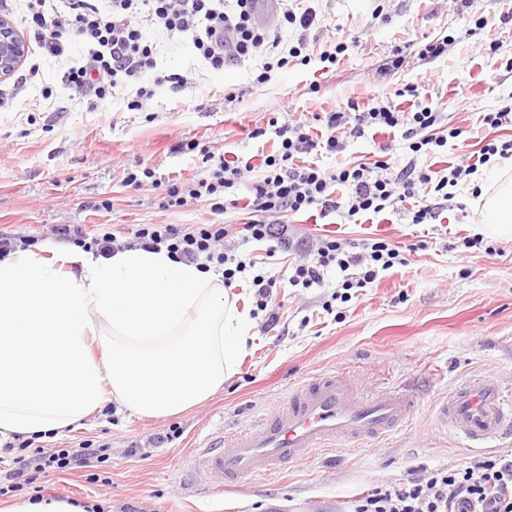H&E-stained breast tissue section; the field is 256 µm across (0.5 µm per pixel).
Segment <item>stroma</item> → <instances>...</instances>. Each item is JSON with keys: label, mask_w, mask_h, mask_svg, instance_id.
Listing matches in <instances>:
<instances>
[{"label": "stroma", "mask_w": 512, "mask_h": 512, "mask_svg": "<svg viewBox=\"0 0 512 512\" xmlns=\"http://www.w3.org/2000/svg\"><path fill=\"white\" fill-rule=\"evenodd\" d=\"M317 11L306 52L310 65L274 70L269 82L254 81L252 64L214 70L195 55L191 43H159L157 68L167 73L194 71L195 87L175 96L157 88L146 108L132 111L134 86L92 111L86 99L61 83L62 62H43L37 79L26 83L15 111L0 114V230L33 237L41 251L55 247L56 224H80L86 231H117L129 237L137 224H240L247 213L231 209L212 213L194 203L164 209L160 190L124 186L127 168L143 162L162 178L184 181L201 174L196 157L173 153L180 139L193 138L215 154L249 158L271 151L273 139L253 140L249 133L270 112L288 110L291 119L327 112L353 101L383 99L413 112L428 106L442 114L444 126L470 132L469 149L487 138L512 139V124L492 129L484 113L512 99V25L499 18L512 0H311ZM486 26L475 30L476 19ZM451 36L446 57L420 59L422 43ZM499 42L490 51V42ZM344 44L335 65L321 71L322 51ZM406 63L398 73L383 65L394 48ZM318 83L319 92L309 90ZM415 84L418 96H398ZM242 101H224L226 90ZM38 110H28L30 101ZM391 144L394 163L416 161L441 170L458 161L456 150L412 155L400 133L382 131L348 143L338 155L320 157L334 170L348 163H370L382 144ZM512 177V159H496L455 187L450 206L430 224H409L384 211L351 218L311 210L288 217L291 239L309 245L324 237L354 242L385 238L411 245L408 264L385 272L373 287L362 289L334 319L323 305L336 290L338 277L328 274L319 288L288 284L298 262L292 249L265 255L256 243L240 244L277 280L271 311L279 318L265 331L247 279L232 284L238 307L250 313V339L236 374L199 405L163 419L130 414L115 401L76 424L64 436L47 433L48 448H70L80 441L109 444L112 454L95 474L75 469L40 479L21 490L35 495L96 502L100 512H352L368 490L404 478L420 464L455 467L473 461L442 430L432 408L461 381L482 376L512 387V240L486 237L497 247L464 248V237L481 221L476 185L492 186L496 176ZM109 201L106 209L95 202ZM342 370L366 386L388 378L413 395L418 410L411 425L375 448L355 451L344 442L311 454L304 463L247 478L220 488L200 473L195 457L224 432L244 426L281 401L288 389L326 370ZM173 432L172 441L155 447V436Z\"/></svg>", "instance_id": "1"}]
</instances>
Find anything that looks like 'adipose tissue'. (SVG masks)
I'll use <instances>...</instances> for the list:
<instances>
[{
	"label": "adipose tissue",
	"mask_w": 512,
	"mask_h": 512,
	"mask_svg": "<svg viewBox=\"0 0 512 512\" xmlns=\"http://www.w3.org/2000/svg\"><path fill=\"white\" fill-rule=\"evenodd\" d=\"M494 184L483 225L512 238V178ZM249 325L231 289L163 250L10 254L0 260V435L62 433L111 398L141 417L187 410L236 371Z\"/></svg>",
	"instance_id": "obj_1"
}]
</instances>
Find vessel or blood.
I'll return each instance as SVG.
<instances>
[{
    "label": "vessel or blood",
    "instance_id": "vessel-or-blood-1",
    "mask_svg": "<svg viewBox=\"0 0 512 512\" xmlns=\"http://www.w3.org/2000/svg\"><path fill=\"white\" fill-rule=\"evenodd\" d=\"M414 402L401 389L362 388L342 371L322 372L290 389L257 425L224 434L198 461L217 484L258 477L301 464L311 452L339 441L360 447L408 426ZM435 415L463 447L485 448L512 436V389L485 378L459 386L439 402Z\"/></svg>",
    "mask_w": 512,
    "mask_h": 512
}]
</instances>
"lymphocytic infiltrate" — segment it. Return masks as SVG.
Here are the masks:
<instances>
[{"label":"lymphocytic infiltrate","mask_w":512,"mask_h":512,"mask_svg":"<svg viewBox=\"0 0 512 512\" xmlns=\"http://www.w3.org/2000/svg\"><path fill=\"white\" fill-rule=\"evenodd\" d=\"M256 0H64L56 9L54 0H25L20 19L33 34L31 52L42 58L67 54L71 37L86 46L84 56L70 64L61 82L91 100V109L112 96L117 88L136 84L129 109H142L159 86L179 93L187 85L185 75L156 73L157 45L146 38L151 28L171 43L191 41L197 55L214 70L226 65L257 63V82H266L273 67H286L293 61L309 64L307 32L317 14L304 9L295 12L288 0H276L272 23L258 20ZM296 28V41H289V28ZM440 113L430 107L404 112L391 103H370L313 115L296 122L269 117L265 125L255 126L249 136L273 137L275 151L259 163L215 155L196 140L178 142L180 154L199 155L203 175L192 183H163L154 168L141 166L127 170L125 186L145 185L164 188L161 205L182 207L189 201L207 203L220 214L238 204V189L248 185L247 208L250 218L240 228L224 224H198L186 230L177 224H140L133 229V245L149 250H166L177 262L199 263L202 269L220 271L225 284L236 276L250 274V285L258 310L267 311L277 280L257 270L251 256L234 255L231 241L242 240L284 244L288 241L283 218L320 208L322 214L344 211L347 217L363 212L379 213L408 200L416 206L408 212L412 223L427 224L436 216L435 204L421 203L419 197L431 193L440 199H454L459 180L477 173L492 157H512V140L489 139L476 162L450 166L442 174L417 168L415 162L397 166L387 156L373 164L346 165L333 171L320 168L316 157L336 155L346 149L351 138L364 137L369 130L398 129L413 154H434L448 144L464 148L468 132L456 126L441 128ZM256 180H249V173ZM345 196H337V187ZM59 239L73 243L85 252L107 256L120 250L116 233H87L66 224L52 229ZM407 260L394 242L376 238L353 243L337 238L322 239L312 258L293 265L288 282L295 288L322 286L330 270L343 272L342 289L366 288L380 273ZM22 448L28 457L18 459L15 468L4 475L0 494L22 490L50 473L76 468H91L108 459V445L85 440L75 448H43L25 439ZM354 512H512V456L493 455L456 468L431 469L419 466L394 483L363 493Z\"/></svg>","instance_id":"lymphocytic-infiltrate-1"}]
</instances>
